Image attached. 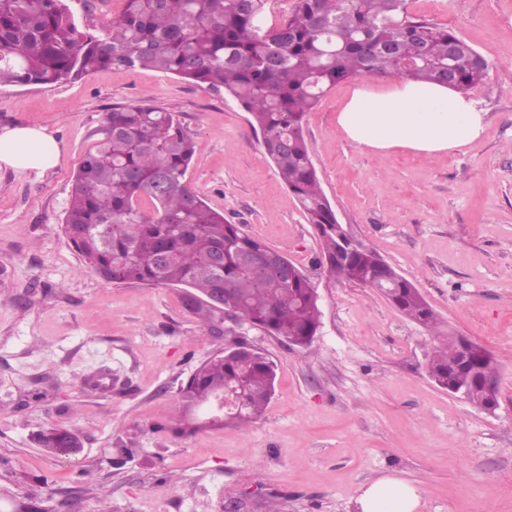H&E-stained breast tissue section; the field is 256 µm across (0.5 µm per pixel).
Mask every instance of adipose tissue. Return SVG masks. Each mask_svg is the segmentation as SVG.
Returning a JSON list of instances; mask_svg holds the SVG:
<instances>
[{
	"label": "adipose tissue",
	"instance_id": "ef3b65f1",
	"mask_svg": "<svg viewBox=\"0 0 512 512\" xmlns=\"http://www.w3.org/2000/svg\"><path fill=\"white\" fill-rule=\"evenodd\" d=\"M487 114L474 98L448 87L409 81L364 84L340 107L336 124L347 139L384 155L406 149L433 156L461 149L483 134ZM60 153L57 140L37 128L0 131V166L44 171ZM358 512H418L421 491L386 474L366 485Z\"/></svg>",
	"mask_w": 512,
	"mask_h": 512
}]
</instances>
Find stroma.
<instances>
[{
  "label": "stroma",
  "mask_w": 512,
  "mask_h": 512,
  "mask_svg": "<svg viewBox=\"0 0 512 512\" xmlns=\"http://www.w3.org/2000/svg\"><path fill=\"white\" fill-rule=\"evenodd\" d=\"M408 11L491 63L470 92L483 136L435 158L375 155L336 127L344 81L307 113L306 138L339 223L415 283L443 329L493 355L497 407L436 385L435 336L319 266L316 232L236 100L149 68L4 85L0 130L44 129L60 155L40 173L0 167V512H266L271 497L280 512H353L385 474L420 487V512H512V0ZM129 104L175 113L195 142L189 188L312 278L322 326L310 348L229 318L215 332L184 289L84 270L64 210L106 112ZM242 342L277 365L262 417L177 433L181 384ZM47 428L77 434L78 453L41 446ZM120 445L131 457L117 460Z\"/></svg>",
  "instance_id": "1"
}]
</instances>
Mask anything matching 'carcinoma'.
I'll return each instance as SVG.
<instances>
[{"mask_svg": "<svg viewBox=\"0 0 512 512\" xmlns=\"http://www.w3.org/2000/svg\"><path fill=\"white\" fill-rule=\"evenodd\" d=\"M268 0H125L100 30H79L66 0H0V86L52 85L101 68H153L208 88L224 89L249 112L262 146L318 238L321 266L338 281L377 289L403 316L442 335L438 316L415 284L394 271L377 273V253L357 242L343 263L347 237L321 186L304 133L305 116L342 81L361 78L431 82L462 93L484 83L490 64L452 29L416 18L407 0H296L278 23ZM454 45L458 55L448 58ZM194 154L190 133L173 112L145 105L105 114L101 141L82 157L63 218L64 231L87 268L114 284L191 289L189 310L206 325L218 311L203 302L224 293L233 318L295 347L311 345L321 325L317 287L296 265L286 282L258 283L244 258L267 251L260 238L211 209L187 185ZM155 206L141 207L142 198ZM224 250V264L213 253ZM486 349L460 358L458 337L436 346L431 378L449 393L491 408L480 379L494 371ZM275 363L239 344L201 364L179 389L183 407L200 409L234 391L223 420L246 426L273 393ZM210 415L182 419L181 432L217 425ZM46 448L81 447L50 428Z\"/></svg>", "mask_w": 512, "mask_h": 512, "instance_id": "obj_1", "label": "carcinoma"}]
</instances>
